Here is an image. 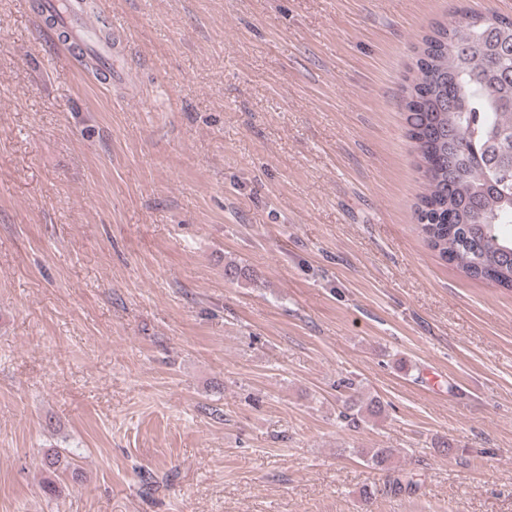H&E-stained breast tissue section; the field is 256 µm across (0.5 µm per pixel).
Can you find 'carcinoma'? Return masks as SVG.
<instances>
[{
	"instance_id": "1",
	"label": "carcinoma",
	"mask_w": 512,
	"mask_h": 512,
	"mask_svg": "<svg viewBox=\"0 0 512 512\" xmlns=\"http://www.w3.org/2000/svg\"><path fill=\"white\" fill-rule=\"evenodd\" d=\"M408 138L425 190L413 206L428 247L466 277L512 287V17L461 8L433 26L416 51L405 90ZM375 397L353 394L339 417L351 425L384 414ZM380 469L388 448L364 452ZM43 493L79 480L67 449L41 461Z\"/></svg>"
}]
</instances>
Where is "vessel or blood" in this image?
<instances>
[{
  "mask_svg": "<svg viewBox=\"0 0 512 512\" xmlns=\"http://www.w3.org/2000/svg\"><path fill=\"white\" fill-rule=\"evenodd\" d=\"M42 8L52 16L58 31L92 57L104 80L114 83L122 77L128 48L120 38L102 36V28L112 24L102 10L86 7L84 0H42Z\"/></svg>",
  "mask_w": 512,
  "mask_h": 512,
  "instance_id": "obj_1",
  "label": "vessel or blood"
}]
</instances>
